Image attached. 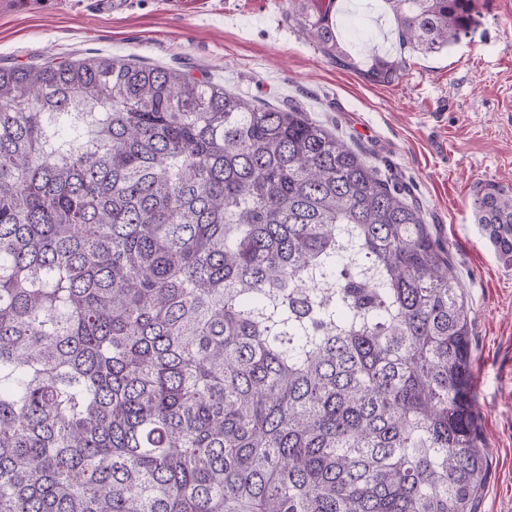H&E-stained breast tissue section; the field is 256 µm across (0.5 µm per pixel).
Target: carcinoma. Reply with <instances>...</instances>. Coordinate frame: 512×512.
<instances>
[{
    "mask_svg": "<svg viewBox=\"0 0 512 512\" xmlns=\"http://www.w3.org/2000/svg\"><path fill=\"white\" fill-rule=\"evenodd\" d=\"M381 2L403 51L473 23ZM335 16L288 0L341 63ZM473 207L511 262L512 194ZM469 313L406 188L300 108L123 59L0 67V512H467Z\"/></svg>",
    "mask_w": 512,
    "mask_h": 512,
    "instance_id": "1",
    "label": "carcinoma"
}]
</instances>
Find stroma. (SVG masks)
<instances>
[{"mask_svg":"<svg viewBox=\"0 0 512 512\" xmlns=\"http://www.w3.org/2000/svg\"><path fill=\"white\" fill-rule=\"evenodd\" d=\"M378 16L379 0L337 13L339 66L289 22L286 0H120L108 11L98 0H20L0 9V66L110 57L178 68L260 105L300 104L408 184L447 242L471 309L485 457L473 512H512V263L496 254L472 209L480 189L512 193V0H477L456 45L408 54L402 74L381 84L365 73L386 45L352 28Z\"/></svg>","mask_w":512,"mask_h":512,"instance_id":"stroma-1","label":"stroma"}]
</instances>
